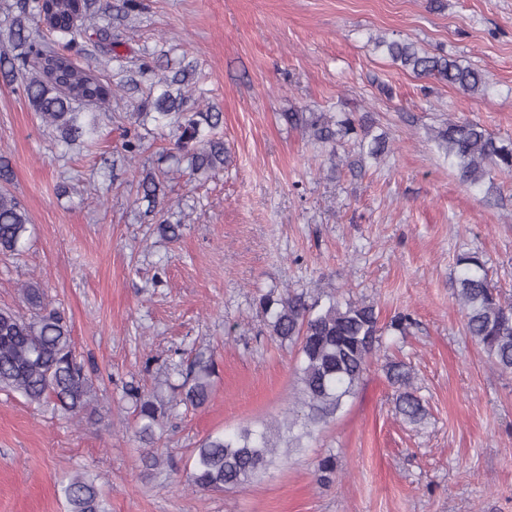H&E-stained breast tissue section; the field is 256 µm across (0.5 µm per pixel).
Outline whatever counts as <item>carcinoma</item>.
I'll return each mask as SVG.
<instances>
[{
  "mask_svg": "<svg viewBox=\"0 0 512 512\" xmlns=\"http://www.w3.org/2000/svg\"><path fill=\"white\" fill-rule=\"evenodd\" d=\"M95 0H19V15L12 18L11 48L0 47V79L21 81L29 106L43 126L55 131L67 145L93 135V128L81 122L79 108H110L119 93L142 91L137 112L140 121L148 116L163 126L176 129V149L184 153L191 168L206 173L224 165L228 151L213 132L223 123L222 112L207 105L186 111L192 97L187 64L172 75L161 72L156 62L138 66L140 77H150V86L141 90L136 77L127 75L110 80L91 65H79L66 49L80 33L70 26L69 16L77 12L80 24L95 25L96 17L112 11L107 0L93 11ZM375 47L391 61L414 74L446 83L465 93L486 88L485 73L465 66L445 55L420 50L407 41L379 39ZM283 119L300 127L312 140L329 149V160L336 159V143L349 138L357 143L358 159L350 167H361L367 159H378L388 152L386 134L375 133L365 120L351 112H303L288 110ZM432 140L447 156L459 180L478 186L491 174L512 173V140H500L472 121L450 120L434 130ZM144 149L142 136L125 130L123 150L135 159ZM169 172H147L137 181V195L147 202L146 213L157 216L160 237L175 241L181 224L171 223L168 212ZM31 220L28 210L8 190L0 189V253L14 254L22 248ZM460 273L455 280V296L464 310L465 332L498 370L512 373V297L503 296L488 276L482 258L471 252L456 258ZM30 306L29 315L12 308H0V390L19 393L30 405L52 403L64 415L79 417L95 412L98 384L94 373L77 358L71 326L63 311L44 302L33 284L22 288ZM267 318L269 335L282 344L298 347L297 396L300 412L281 423L258 428L243 427L236 433L209 435L194 450L188 485L200 490L222 491L254 481L276 458L312 435L320 424L341 411L364 382L365 372L382 345L385 331L404 335L412 327L407 313H396L386 325L372 303L342 300L336 294L318 291L311 296L288 291L279 297L269 293L258 300ZM388 383L396 389V414L410 424L420 423L426 407L414 386L412 370L401 359H388L383 365ZM170 395L147 393L140 386L127 385L124 398L132 404L141 440L151 444L169 416L181 406L204 407L212 393L216 373L213 359L198 355L189 364L173 360L165 367ZM318 479L330 483L336 478V457L319 463ZM67 512H107L95 480L84 474L69 477L62 486Z\"/></svg>",
  "mask_w": 512,
  "mask_h": 512,
  "instance_id": "obj_1",
  "label": "carcinoma"
}]
</instances>
